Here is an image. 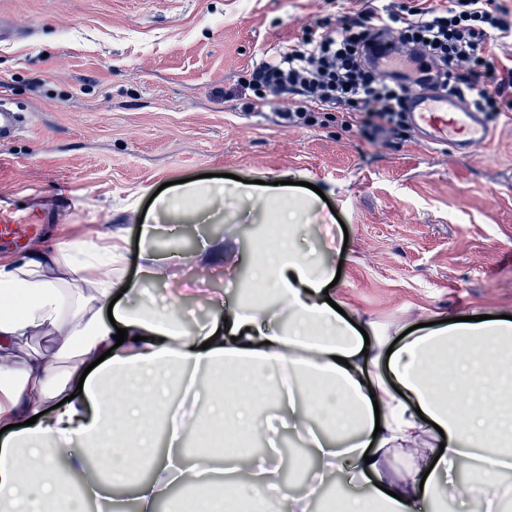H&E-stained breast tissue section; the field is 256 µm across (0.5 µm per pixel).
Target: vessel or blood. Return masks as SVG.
<instances>
[{
    "label": "vessel or blood",
    "instance_id": "vessel-or-blood-1",
    "mask_svg": "<svg viewBox=\"0 0 512 512\" xmlns=\"http://www.w3.org/2000/svg\"><path fill=\"white\" fill-rule=\"evenodd\" d=\"M410 102L409 124L426 143L453 149L462 156L489 144L492 128L486 114L461 99L444 92L416 90Z\"/></svg>",
    "mask_w": 512,
    "mask_h": 512
}]
</instances>
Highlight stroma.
Instances as JSON below:
<instances>
[{
    "label": "stroma",
    "mask_w": 512,
    "mask_h": 512,
    "mask_svg": "<svg viewBox=\"0 0 512 512\" xmlns=\"http://www.w3.org/2000/svg\"><path fill=\"white\" fill-rule=\"evenodd\" d=\"M364 0H0V101L23 129L0 142V239L12 260L98 233L123 237L136 276L138 220L166 182L202 174L295 182L300 252L342 261L332 300L377 330L453 314L512 316V112L471 156L425 147L414 130L371 145L340 121L289 128L228 99L260 52L314 20H359ZM277 208L209 224L178 218L151 286L189 329L254 289L250 261L274 242ZM224 263L198 282L202 243ZM221 298L218 306L211 297Z\"/></svg>",
    "instance_id": "1"
}]
</instances>
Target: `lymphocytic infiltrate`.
Returning <instances> with one entry per match:
<instances>
[{
  "instance_id": "obj_1",
  "label": "lymphocytic infiltrate",
  "mask_w": 512,
  "mask_h": 512,
  "mask_svg": "<svg viewBox=\"0 0 512 512\" xmlns=\"http://www.w3.org/2000/svg\"><path fill=\"white\" fill-rule=\"evenodd\" d=\"M512 13L500 0H419L393 8L365 0L360 22L334 30L317 22L277 55L253 63L235 94L248 111L283 96L292 109L280 123L310 126L340 113L343 124L370 144H389L406 128L414 89L443 90L496 119L512 110Z\"/></svg>"
}]
</instances>
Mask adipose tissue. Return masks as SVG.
Returning <instances> with one entry per match:
<instances>
[{
	"instance_id": "obj_1",
	"label": "adipose tissue",
	"mask_w": 512,
	"mask_h": 512,
	"mask_svg": "<svg viewBox=\"0 0 512 512\" xmlns=\"http://www.w3.org/2000/svg\"><path fill=\"white\" fill-rule=\"evenodd\" d=\"M208 200L209 209L278 203L277 241L254 258L261 302L226 311L224 326L189 331L173 309L158 306L149 285L162 276L152 250L163 231L142 224L138 279L128 282L133 308L110 312L117 285L102 268L124 263L117 242H67L0 263V512H72V478L93 469L85 497L111 500L130 476L140 484L134 512H155L159 497L193 474L196 500L222 512L225 498L247 512H310L317 489L289 495L280 481V431L296 432L318 460L320 480L344 473L371 484L337 498L335 512H415L445 492L481 498L501 512L512 497L496 473L512 472V320L448 322L403 338L365 343L358 323L326 302L336 276L335 250L306 255L295 247L298 226L287 186L188 181L157 200L164 215ZM129 338L117 343V327ZM53 339L50 352H27L34 335ZM202 390L205 412L182 411L167 444L155 414L170 418L171 391ZM274 399L265 422L256 407ZM237 435L243 446L221 462L207 448L190 453L185 431ZM263 439L266 453L251 446ZM410 453L415 468L384 479L380 459ZM467 461L475 481L449 478Z\"/></svg>"
}]
</instances>
